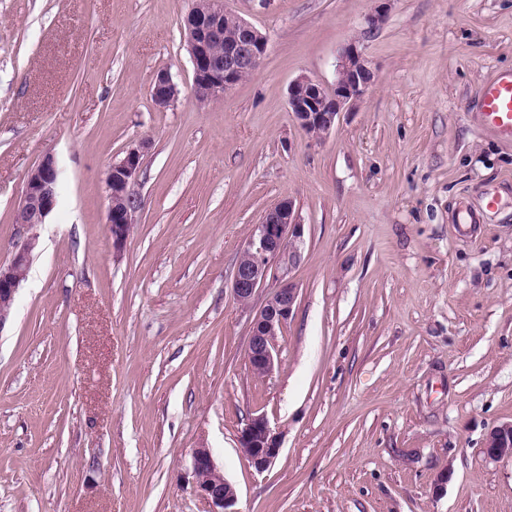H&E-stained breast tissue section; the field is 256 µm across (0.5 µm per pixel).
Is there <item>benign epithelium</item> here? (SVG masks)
I'll return each instance as SVG.
<instances>
[{
    "mask_svg": "<svg viewBox=\"0 0 512 512\" xmlns=\"http://www.w3.org/2000/svg\"><path fill=\"white\" fill-rule=\"evenodd\" d=\"M377 6L366 18L367 30L380 28L390 9L391 0H375ZM224 0H207L203 8L194 6L184 22V38L193 65L194 92L209 99H219L236 85L245 71H256L268 49V38L253 24L236 18L239 34L233 41H224ZM224 42V57L212 53L216 42ZM374 75L368 66L359 42L349 43L336 64V82L327 91L319 81L301 76L288 88V104L299 125L307 133L321 137L336 125L339 115L354 105L367 92ZM151 97L159 108H166L178 97V88L166 71L158 72L151 85ZM143 146L127 149L124 157L114 163L107 174V197L126 195L123 208L107 206L106 224L112 246L118 250L137 223L139 197L131 187L142 168ZM58 194V169L52 155H45L31 170L16 212V223L28 231L24 242L15 250L8 264H0V327L21 283L25 279L37 236L32 230L45 223L54 209ZM303 234L292 202L285 198L263 214L261 221L243 245L232 279L231 290L237 303L248 307L255 295L272 275L279 285L268 295L263 306L251 320L247 361L251 372L268 376L278 365L277 338L296 309L298 292L289 279L296 263L295 242ZM239 448L248 464L262 473L277 459L281 450L279 433L263 414L250 417L238 436ZM485 455L493 460H512V421L492 426L486 435ZM185 479L195 495L205 503L207 512H239L238 492L224 477L212 452L205 447L191 453Z\"/></svg>",
    "mask_w": 512,
    "mask_h": 512,
    "instance_id": "obj_1",
    "label": "benign epithelium"
}]
</instances>
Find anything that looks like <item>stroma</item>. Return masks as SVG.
I'll return each mask as SVG.
<instances>
[{"label": "stroma", "mask_w": 512, "mask_h": 512, "mask_svg": "<svg viewBox=\"0 0 512 512\" xmlns=\"http://www.w3.org/2000/svg\"><path fill=\"white\" fill-rule=\"evenodd\" d=\"M194 0H0V263L45 154L57 203L0 327V512H206L183 475L206 447L239 512H512V141L482 93L512 74V0H224L266 34L259 69L194 98ZM359 41L364 98L314 139L288 107ZM180 90L151 99L154 75ZM146 143L121 250L106 177ZM304 226L279 366L251 373L231 282L254 224ZM265 414L281 452L238 447ZM451 475L442 492L434 479ZM178 88L167 71H159L151 85V97L159 108H166L178 97ZM239 448L248 464L261 473L277 459L281 450L279 433L264 414L250 417L238 436ZM484 453L493 460H512V421L494 425L488 430Z\"/></svg>", "instance_id": "35a3bbf8"}]
</instances>
